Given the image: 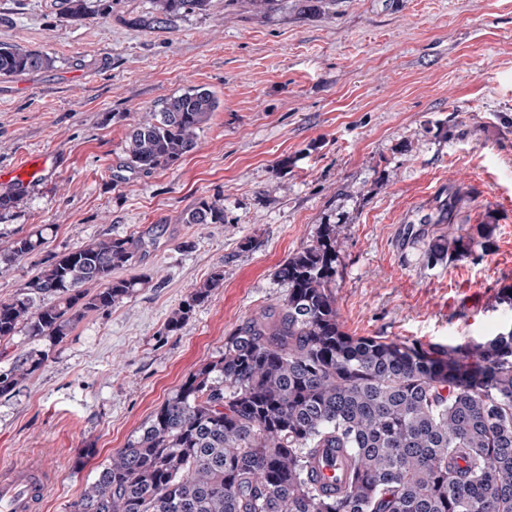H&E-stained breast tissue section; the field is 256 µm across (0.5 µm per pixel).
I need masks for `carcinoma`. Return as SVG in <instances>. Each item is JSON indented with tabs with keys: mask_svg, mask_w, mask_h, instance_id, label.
<instances>
[{
	"mask_svg": "<svg viewBox=\"0 0 512 512\" xmlns=\"http://www.w3.org/2000/svg\"><path fill=\"white\" fill-rule=\"evenodd\" d=\"M210 0H152L154 27L207 10ZM62 0L83 21L110 11ZM53 56L0 43V78L54 67ZM218 107L207 89L162 102L132 125L125 168L168 169L192 152ZM187 224L225 223L224 204L200 199ZM343 218L327 215L279 266L281 304L249 317L101 466L70 512H512V329L482 342L387 341L343 331L336 312ZM491 230L428 245L432 260L463 261L490 248ZM38 233L0 250L12 263L43 248ZM145 241L105 237L55 256L8 301L0 342L22 332L48 343L0 369V397L41 370L50 349L90 312L131 298L146 277L117 278ZM215 270L173 310L175 332L223 286ZM337 448L339 458H320ZM339 467L335 495L317 465Z\"/></svg>",
	"mask_w": 512,
	"mask_h": 512,
	"instance_id": "1",
	"label": "carcinoma"
}]
</instances>
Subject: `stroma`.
<instances>
[{"label": "stroma", "instance_id": "obj_1", "mask_svg": "<svg viewBox=\"0 0 512 512\" xmlns=\"http://www.w3.org/2000/svg\"><path fill=\"white\" fill-rule=\"evenodd\" d=\"M271 16L248 0L151 29V0L65 18L57 0H0V43L55 65L0 79V168L54 166L0 216V248L43 230L42 250L0 265V300L56 255L152 230L125 277L150 283L89 313L45 367L0 397V465L43 459L58 476L42 512H69L101 464L184 377L255 312L280 304L279 265L324 214L348 218L336 308L345 332L386 340H481L512 326V0H297ZM193 88L219 106L166 170L131 172V117ZM347 199L335 200L338 188ZM455 198L450 222L441 206ZM202 198L222 224H188ZM492 227L485 256L433 261L436 239ZM224 283L175 332L170 312L214 270ZM94 449L81 460L83 449Z\"/></svg>", "mask_w": 512, "mask_h": 512}]
</instances>
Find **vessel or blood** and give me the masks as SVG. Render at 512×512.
I'll return each mask as SVG.
<instances>
[{
	"label": "vessel or blood",
	"mask_w": 512,
	"mask_h": 512,
	"mask_svg": "<svg viewBox=\"0 0 512 512\" xmlns=\"http://www.w3.org/2000/svg\"><path fill=\"white\" fill-rule=\"evenodd\" d=\"M51 166L50 155H35L8 169L6 175L9 181L25 185ZM55 482V472L39 463L1 466L0 512H37Z\"/></svg>",
	"instance_id": "obj_1"
}]
</instances>
